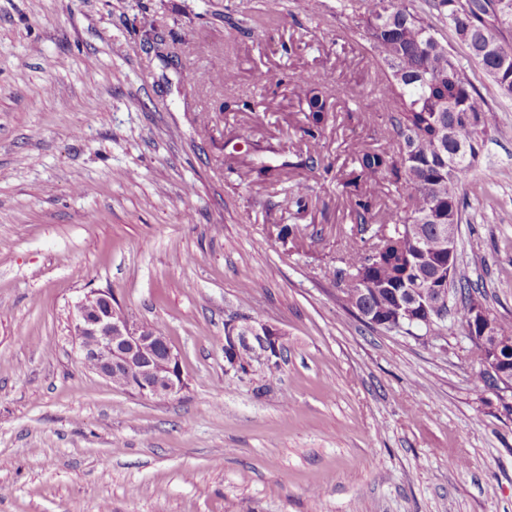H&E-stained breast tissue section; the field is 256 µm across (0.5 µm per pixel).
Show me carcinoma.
I'll return each mask as SVG.
<instances>
[{
  "instance_id": "1",
  "label": "carcinoma",
  "mask_w": 512,
  "mask_h": 512,
  "mask_svg": "<svg viewBox=\"0 0 512 512\" xmlns=\"http://www.w3.org/2000/svg\"><path fill=\"white\" fill-rule=\"evenodd\" d=\"M503 0H428V7L448 21L457 41L467 50L466 61L512 97V48L504 33L512 30L499 20ZM363 29L383 77L372 91L370 112H385L392 129L386 149L365 148L357 167L342 181L354 197L352 216L365 229L374 220L389 225L379 239L381 259L354 249L334 277L345 302L365 313L389 316L418 282H433L441 224L461 223L459 190L469 183L479 163L485 138L494 130L492 107L473 85L465 65L437 37L433 26L410 0H367ZM310 124L327 119L326 100L316 89L305 93ZM389 177L393 206L378 210L375 187ZM461 321L474 307H483L480 292L458 281Z\"/></svg>"
}]
</instances>
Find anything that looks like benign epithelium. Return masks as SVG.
I'll use <instances>...</instances> for the list:
<instances>
[{
	"instance_id": "obj_1",
	"label": "benign epithelium",
	"mask_w": 512,
	"mask_h": 512,
	"mask_svg": "<svg viewBox=\"0 0 512 512\" xmlns=\"http://www.w3.org/2000/svg\"><path fill=\"white\" fill-rule=\"evenodd\" d=\"M439 231L448 251L447 276L439 280L432 291L410 290L411 294L419 293L421 297L410 304H400L394 318L370 319L373 325L391 331L410 329L416 314L427 305L436 307L448 299L449 285L457 267L458 225L442 224ZM74 309L73 330L82 363L108 380L114 371L127 373L128 389L141 397H167L181 391L183 380L178 352L169 346L161 358L145 357L144 349L158 343L157 332L135 322L112 300L111 292L91 291L76 302ZM278 334L280 330L273 325L251 318H235L226 324L224 339L235 350L252 348L255 360L266 365L270 358L268 338ZM466 334L477 346L481 371L497 380L496 394L504 406L511 407L512 367L501 351L512 345V337L499 332L496 319L487 308H476L469 313Z\"/></svg>"
}]
</instances>
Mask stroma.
<instances>
[{
  "instance_id": "obj_1",
  "label": "stroma",
  "mask_w": 512,
  "mask_h": 512,
  "mask_svg": "<svg viewBox=\"0 0 512 512\" xmlns=\"http://www.w3.org/2000/svg\"><path fill=\"white\" fill-rule=\"evenodd\" d=\"M256 2L0 0V512H512V412L457 315L374 330L333 276L362 244L341 175L389 144L362 0H282L268 29ZM298 70L329 108L314 155ZM467 75L497 130L458 272L512 323V99ZM93 288L160 327L182 391L81 363ZM233 317L282 331L278 369L227 365Z\"/></svg>"
}]
</instances>
